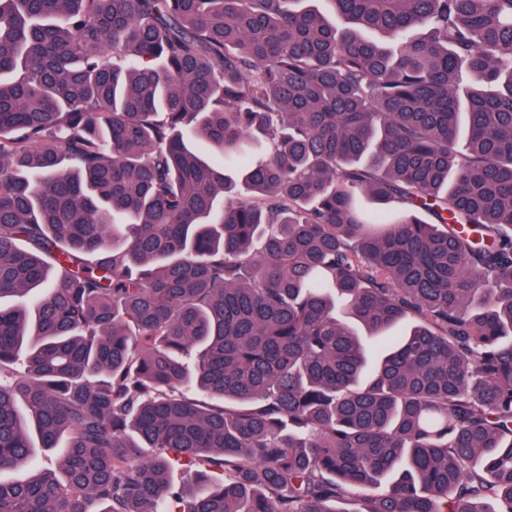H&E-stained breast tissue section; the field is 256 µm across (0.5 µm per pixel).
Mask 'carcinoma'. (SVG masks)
Here are the masks:
<instances>
[{
  "label": "carcinoma",
  "mask_w": 512,
  "mask_h": 512,
  "mask_svg": "<svg viewBox=\"0 0 512 512\" xmlns=\"http://www.w3.org/2000/svg\"><path fill=\"white\" fill-rule=\"evenodd\" d=\"M327 2L0 0V512H512V0Z\"/></svg>",
  "instance_id": "carcinoma-1"
}]
</instances>
